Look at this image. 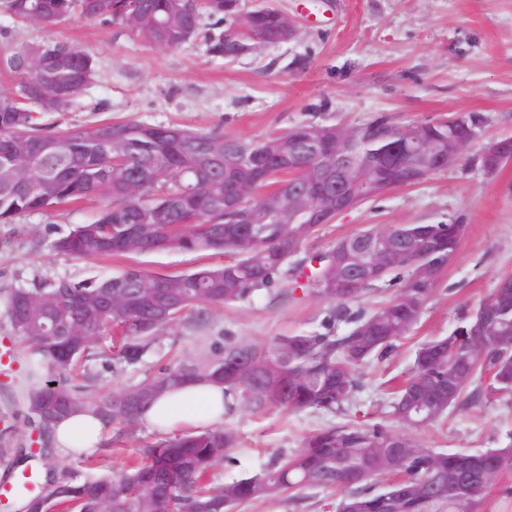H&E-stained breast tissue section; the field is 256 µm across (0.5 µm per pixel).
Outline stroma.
<instances>
[{
  "mask_svg": "<svg viewBox=\"0 0 512 512\" xmlns=\"http://www.w3.org/2000/svg\"><path fill=\"white\" fill-rule=\"evenodd\" d=\"M293 17L292 41L259 45L233 58L211 56L205 36L213 21L178 48L149 43L124 27L99 21L67 20L46 28L14 20L0 10V53L45 41L67 42L91 54L99 74L65 112H44L42 123L72 128L129 119L219 129L225 136L263 140L314 121L357 127L387 116L397 125H421L456 113L483 118L477 143L447 169L423 181L372 198L323 225L299 255L320 252L341 237L401 224H464L468 233L456 260L440 273L415 329L395 343L383 360L360 370L362 388L340 413L276 409L229 421L240 445L216 469L217 482L254 474L281 453L300 448L315 430L355 420L401 426L389 417V392L407 377L419 343L444 336L458 317L476 307L500 277L512 274V164L487 176L479 155L484 144L512 136V0H244ZM108 200L95 196L77 204L34 212L0 224V338H9L19 363L0 377V401L24 379L28 354L6 317L5 298L35 281H74L119 273L124 259H79L52 249V242L79 224L96 220ZM134 262L153 273L179 274L221 265L228 254L146 252ZM328 303L314 298L277 302L269 290L249 300L213 308L207 326L192 333L175 329L161 350L134 366L93 360L88 379L53 372L76 387L87 402L113 390L134 387L164 364L185 356L195 335L216 332L266 341L294 332L321 330ZM155 432L139 425L134 437L108 434L95 451L101 473L122 468L141 442ZM430 448L473 452L512 439V396L476 409L455 410L445 421L419 430ZM336 490H308L278 501H252L238 512H335Z\"/></svg>",
  "mask_w": 512,
  "mask_h": 512,
  "instance_id": "obj_1",
  "label": "stroma"
}]
</instances>
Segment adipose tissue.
Masks as SVG:
<instances>
[{
	"label": "adipose tissue",
	"instance_id": "adipose-tissue-1",
	"mask_svg": "<svg viewBox=\"0 0 512 512\" xmlns=\"http://www.w3.org/2000/svg\"><path fill=\"white\" fill-rule=\"evenodd\" d=\"M224 413L222 385L191 384L165 392L143 412L141 421L169 433L222 424ZM52 432L55 450L62 456L101 447L106 439L105 427L87 404L55 424Z\"/></svg>",
	"mask_w": 512,
	"mask_h": 512
}]
</instances>
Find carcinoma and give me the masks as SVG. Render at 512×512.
Wrapping results in <instances>:
<instances>
[{
  "label": "carcinoma",
  "instance_id": "1",
  "mask_svg": "<svg viewBox=\"0 0 512 512\" xmlns=\"http://www.w3.org/2000/svg\"><path fill=\"white\" fill-rule=\"evenodd\" d=\"M16 19L52 27L78 16L126 25L132 6L161 18L171 0H4ZM188 26L199 30L202 16L219 25L227 16L224 0H184ZM277 10L268 7L249 19H235L239 31L207 36L214 57H234L242 41L259 43ZM149 42L174 49L185 42L177 31L162 32L147 24L132 30ZM53 63L71 81L60 92L45 91L33 81L35 66ZM0 72L17 82L0 94V161L8 162L18 178L44 184L28 191L21 182L0 188V224H13L28 214L65 203L103 195L110 204L91 224H79L56 239L55 251L78 258L128 257L148 251L230 253L236 259L222 266H203L188 273L163 275L138 265L120 273L89 281L57 279L16 288L6 297V315L15 336L27 342L39 359L30 363L19 397L8 401L23 405L37 421L38 430L51 436L54 422L44 407L58 401L81 402L65 384L52 385L47 373L82 365L94 351L107 360L134 365L174 328L194 318L206 322L200 307H215L249 299L255 292L277 288L274 299L302 294L333 305L322 332L274 336L263 343L247 339L212 337L201 341L194 354L160 367L137 386L114 391L93 402L106 426L132 431L140 425L143 409L155 401L150 395L136 403L130 395L156 386L171 390L186 383L224 384L227 414L261 415L272 408L291 413L311 409L341 411L361 387L359 369L368 360L383 358L394 342L409 335L419 322L432 283H419L410 267L412 256L394 260L383 280H404L399 294L388 303L356 316L350 302L377 285L364 282L347 296L328 293L315 284L326 278L335 261L339 238L324 251L292 261L300 244L321 228L313 224L302 237L288 242L265 220L267 202L253 197L250 213L257 232L222 237L213 224L233 226L224 212V196L236 191V177L215 169L208 158L226 148L253 153L263 143L288 138L313 127L299 123L265 141L226 137L218 130L192 131L176 125H150L128 120L116 124L57 130L37 122L36 111L65 112L85 90L84 79L94 80L97 62L92 55L66 42H43L0 56ZM132 145L115 154L106 144L112 138ZM69 153L59 170L48 155L44 170L28 167L29 148L36 144L55 150L60 139ZM380 144L362 142L364 154L379 166L392 165L397 156L377 151ZM259 187L284 182L280 165H258ZM468 232L466 224H402L377 234L404 235L415 242L439 240L441 250L429 257L436 270L457 258ZM135 237L133 246L127 238ZM125 300L114 307L102 305L106 289ZM349 321L350 330L336 334L333 322ZM76 329L83 340L52 330L53 322ZM250 360L252 377L238 372L236 356ZM460 369L448 404L417 412L410 406L419 388ZM512 396V288H495L489 298L461 314L446 336L432 337L415 351L409 376L393 392L390 416L408 429L398 433L381 425L352 422L329 426L309 434L296 452L277 456L261 472L223 483L211 475L228 453L240 444L230 424L158 434L138 449L126 466L110 475L79 479L67 471L39 482L38 491L22 497L21 508L31 512L36 502H48L60 512H235L246 501H273L285 491L336 489L341 497L336 512H479L486 494L501 475L512 472V442L480 452H444L425 447L410 433L438 421L454 409L477 407L500 396ZM458 474V480L440 483ZM383 477L376 489L372 481Z\"/></svg>",
  "mask_w": 512,
  "mask_h": 512
}]
</instances>
